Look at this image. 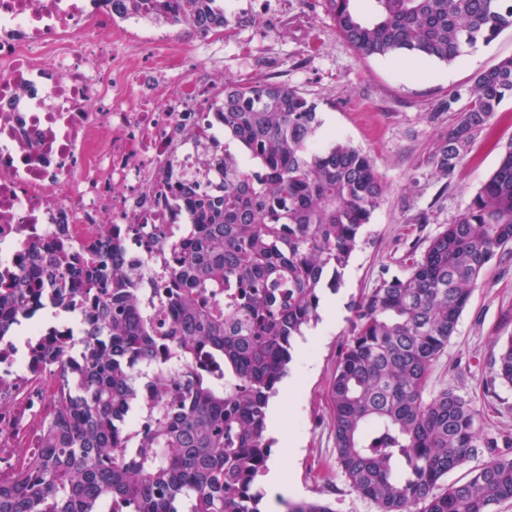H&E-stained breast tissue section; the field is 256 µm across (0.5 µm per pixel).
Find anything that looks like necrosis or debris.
I'll use <instances>...</instances> for the list:
<instances>
[{"label": "necrosis or debris", "instance_id": "necrosis-or-debris-1", "mask_svg": "<svg viewBox=\"0 0 512 512\" xmlns=\"http://www.w3.org/2000/svg\"><path fill=\"white\" fill-rule=\"evenodd\" d=\"M188 58L120 0H0V278L34 248L76 251L104 225L122 233L148 315L190 218L176 189L221 182L224 126L211 74L224 38ZM63 392L55 366L35 368L0 341V466L22 460Z\"/></svg>", "mask_w": 512, "mask_h": 512}]
</instances>
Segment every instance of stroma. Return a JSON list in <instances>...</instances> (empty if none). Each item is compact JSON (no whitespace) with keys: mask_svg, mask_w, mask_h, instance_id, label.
Instances as JSON below:
<instances>
[{"mask_svg":"<svg viewBox=\"0 0 512 512\" xmlns=\"http://www.w3.org/2000/svg\"><path fill=\"white\" fill-rule=\"evenodd\" d=\"M234 14L224 28V78L275 80L318 105L323 142L341 138L373 160L387 192L333 297L334 320H318V338L289 366L302 382L283 424L299 438L297 456L281 461L294 499L319 501L332 512H377L347 483L336 460L328 391L346 341L352 306L379 277L403 275L408 252H423L467 207L512 142V98L502 101L450 177L431 163L453 115L449 97L466 100L477 70L512 57V26L460 60L404 66L402 55L361 57L340 35L324 0H224ZM512 336V249L500 252L473 289L427 391L445 389L469 400L484 430L512 433V387L495 376L494 361Z\"/></svg>","mask_w":512,"mask_h":512,"instance_id":"stroma-1","label":"stroma"}]
</instances>
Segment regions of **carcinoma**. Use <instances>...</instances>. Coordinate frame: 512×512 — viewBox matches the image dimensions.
I'll return each mask as SVG.
<instances>
[{
  "mask_svg": "<svg viewBox=\"0 0 512 512\" xmlns=\"http://www.w3.org/2000/svg\"><path fill=\"white\" fill-rule=\"evenodd\" d=\"M197 33L224 27L215 0H166ZM338 31L364 57L398 53L451 64L512 25V0H325ZM469 104L431 157L449 177L512 96V57L476 71ZM224 151L215 192L178 191L194 224L175 246L167 316L148 317L142 290L114 236L77 254L66 241L34 249V264L0 280V338L49 300L77 302L83 338L38 339L36 365L60 367L67 386L24 467L0 475V512H261L251 493L267 467L268 406L292 361L293 341L319 319L322 291L339 288L385 184L372 159L336 139L314 149L317 103L275 81L224 83ZM512 245V141L467 209L432 238L406 274L380 278L355 305L329 392L336 459L379 512H492L512 500V458L461 484L448 472L480 448L512 447L491 434L462 396H426L472 289ZM186 364L176 379L164 363ZM512 385V337L495 359ZM153 375L137 382V368ZM146 409L139 430L130 411ZM286 512H330L286 501Z\"/></svg>",
  "mask_w": 512,
  "mask_h": 512,
  "instance_id": "1",
  "label": "carcinoma"
}]
</instances>
